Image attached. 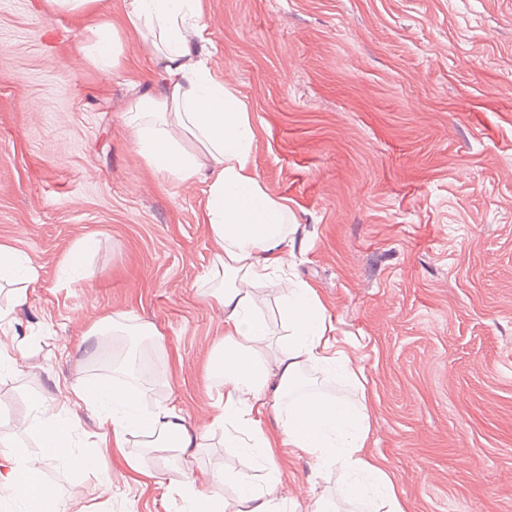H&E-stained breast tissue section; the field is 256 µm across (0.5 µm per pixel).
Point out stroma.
Wrapping results in <instances>:
<instances>
[{"label":"stroma","instance_id":"1","mask_svg":"<svg viewBox=\"0 0 512 512\" xmlns=\"http://www.w3.org/2000/svg\"><path fill=\"white\" fill-rule=\"evenodd\" d=\"M211 43L255 131L266 192L287 201L292 278L316 288L337 335L354 340L367 394L310 371L330 395L364 401L370 451L410 512H512V0H202ZM85 18L41 0H0V244L34 267L23 303L10 289L0 325L25 353L0 369V451L44 455L14 418L98 380L90 332L124 315L157 335L129 352L159 357L154 398L174 403L204 445L172 464L132 454L156 483L105 491L125 465L97 414L78 409L70 451L48 460L67 512H175L178 492L223 469L262 483L251 456L224 445L209 378L224 320L202 278L215 245L201 182L152 172L126 125L135 98L162 86L135 36L124 69L87 58ZM90 243L84 262L71 255ZM287 512H310L337 474L277 452Z\"/></svg>","mask_w":512,"mask_h":512}]
</instances>
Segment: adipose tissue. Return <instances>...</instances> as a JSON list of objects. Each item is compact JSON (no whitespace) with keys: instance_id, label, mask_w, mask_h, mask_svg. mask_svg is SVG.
<instances>
[{"instance_id":"ef3b65f1","label":"adipose tissue","mask_w":512,"mask_h":512,"mask_svg":"<svg viewBox=\"0 0 512 512\" xmlns=\"http://www.w3.org/2000/svg\"><path fill=\"white\" fill-rule=\"evenodd\" d=\"M89 32L87 56L100 68L120 69L122 40L130 34L140 39L149 60L163 67V90L136 99L127 112V125L151 168L205 185L204 223L216 245L221 273L210 296L224 315V342L209 365L211 379L224 388L212 426L223 431L226 446L263 459H273L276 449L285 448L310 457L318 468L336 469L337 497L367 512H407L382 460L366 450L370 426L353 403L320 391L283 400L309 366L327 375L342 372L360 390L366 378L339 349L317 290L288 284V205L267 196L252 166L255 132L244 105L196 53L207 40L201 0H128L123 28L94 23ZM187 140L196 143V151L184 148ZM265 287L283 290L287 298L283 316L288 341L276 351L271 348L274 331L259 314ZM146 395L143 384L105 381L72 391L74 400L99 412L117 452L124 453L139 435L146 437L147 447L165 451L200 447L180 408L147 407ZM31 411L24 426H39L53 455L67 456L75 418L47 416L38 400ZM270 416L279 425L278 435L265 429ZM44 465L41 457L18 459L1 453L0 489L30 502L32 512H65L59 495L42 490ZM225 480V473L215 469L182 487L179 512H223L213 490ZM237 485L235 512H285L276 473L258 486L243 475Z\"/></svg>"}]
</instances>
